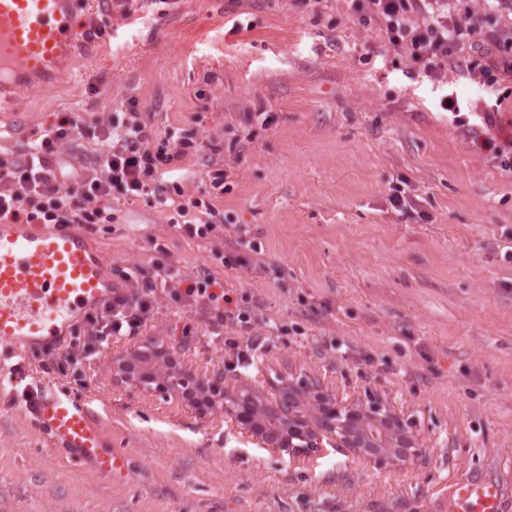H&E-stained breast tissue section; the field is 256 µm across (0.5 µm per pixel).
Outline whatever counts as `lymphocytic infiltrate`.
<instances>
[{
	"mask_svg": "<svg viewBox=\"0 0 512 512\" xmlns=\"http://www.w3.org/2000/svg\"><path fill=\"white\" fill-rule=\"evenodd\" d=\"M460 0H349L354 16H372L385 28L388 42L404 50L423 75L441 82L449 73L493 88L512 79V21L484 29L463 19ZM97 145L95 173L66 177L55 154L57 146L85 136ZM198 148L186 141L155 138L139 112H116L107 121L87 126L70 114L53 124L40 142L30 146L24 162L0 159V222L11 224H108L113 219L112 197L146 195L150 184L182 169ZM210 199L183 201L181 188L166 197L189 237H205L217 226L220 212L212 199L224 192L223 170L207 171ZM134 292L112 290V297L88 314L90 327L84 351L95 356L112 338L139 335L155 314L156 296L167 293L185 306H206L214 326H231L237 336L251 333L248 310L233 306L227 293H215V279L202 273L183 283L170 269L153 275L142 269L125 273ZM236 336V338H237ZM236 338L227 339L238 362L254 357L256 345L238 351Z\"/></svg>",
	"mask_w": 512,
	"mask_h": 512,
	"instance_id": "1",
	"label": "lymphocytic infiltrate"
}]
</instances>
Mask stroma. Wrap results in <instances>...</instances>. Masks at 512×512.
Returning <instances> with one entry per match:
<instances>
[{
  "label": "stroma",
  "mask_w": 512,
  "mask_h": 512,
  "mask_svg": "<svg viewBox=\"0 0 512 512\" xmlns=\"http://www.w3.org/2000/svg\"><path fill=\"white\" fill-rule=\"evenodd\" d=\"M82 15L103 30L91 57L0 103V158L22 161L65 112L133 109L157 137L193 139L201 150L177 178L201 199L206 171L224 170L216 231L173 226L165 182L82 230L118 284L133 266L209 269L267 342L257 367L239 368L231 329L213 334L204 310L161 293L139 335L96 357L62 370L51 351L25 355L29 372L91 402L130 458L116 483L16 407L20 359L0 346V512H443L471 476L499 481L512 512V171L473 143L495 104V133L512 134V97L453 73L431 82L347 0H140L129 18L93 0ZM402 183L416 204L399 212L389 196ZM271 321L285 333L267 337ZM155 350L230 390L302 373L344 397L372 391L414 420L430 458L379 469L327 445L290 461L221 409L120 379L114 356Z\"/></svg>",
  "instance_id": "1"
}]
</instances>
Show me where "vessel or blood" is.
<instances>
[{
    "label": "vessel or blood",
    "mask_w": 512,
    "mask_h": 512,
    "mask_svg": "<svg viewBox=\"0 0 512 512\" xmlns=\"http://www.w3.org/2000/svg\"><path fill=\"white\" fill-rule=\"evenodd\" d=\"M86 37L78 0H0V101L59 82ZM112 293L102 257L73 226L0 225V344L17 352L49 346L83 311ZM21 409L59 451L113 482L125 479L127 455L106 442L87 403L32 379ZM498 483L457 482L448 512H505Z\"/></svg>",
    "instance_id": "b4317fda"
}]
</instances>
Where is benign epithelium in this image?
Segmentation results:
<instances>
[{"instance_id": "7a95c632", "label": "benign epithelium", "mask_w": 512, "mask_h": 512, "mask_svg": "<svg viewBox=\"0 0 512 512\" xmlns=\"http://www.w3.org/2000/svg\"><path fill=\"white\" fill-rule=\"evenodd\" d=\"M121 376L182 395L197 386L210 406L256 437L262 445L291 458L323 449V441L347 448L379 467L402 466L426 458L430 445L414 432L413 421L383 398L367 392L343 398L307 375L276 376L270 397L243 385L234 392L167 364L116 358Z\"/></svg>"}]
</instances>
